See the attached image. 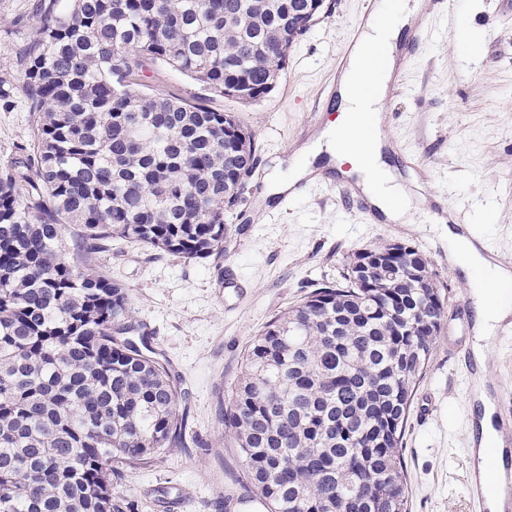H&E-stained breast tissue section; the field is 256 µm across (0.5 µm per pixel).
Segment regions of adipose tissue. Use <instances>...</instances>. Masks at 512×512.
Listing matches in <instances>:
<instances>
[{"instance_id": "1", "label": "adipose tissue", "mask_w": 512, "mask_h": 512, "mask_svg": "<svg viewBox=\"0 0 512 512\" xmlns=\"http://www.w3.org/2000/svg\"><path fill=\"white\" fill-rule=\"evenodd\" d=\"M416 18V11L401 9L393 13L376 11L369 16L362 39L341 76L339 119L336 125L322 130L313 144L306 148L307 161L297 171L301 177L312 174V160L322 155L329 156L339 165L368 157L369 168L357 171L358 183L372 204L388 220L399 224L408 221L406 191L384 162L381 143L366 141L363 130L368 120L379 119L385 101V90L377 86V77L369 66L370 56L379 44V35L385 30L399 33L401 28ZM368 83L375 84L376 89L372 97L365 99L359 91ZM448 249L452 262L463 272L469 274L482 269L494 281H512L511 271L492 265L461 234L449 232Z\"/></svg>"}]
</instances>
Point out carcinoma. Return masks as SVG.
<instances>
[{
	"label": "carcinoma",
	"mask_w": 512,
	"mask_h": 512,
	"mask_svg": "<svg viewBox=\"0 0 512 512\" xmlns=\"http://www.w3.org/2000/svg\"><path fill=\"white\" fill-rule=\"evenodd\" d=\"M300 0H67L47 7L23 70L34 149L0 168V512H114L116 460L178 442L167 366L128 337V291L61 251L115 238L186 259L224 253V213L254 170V134L228 112L136 88L160 61L241 103L271 93L309 26ZM398 275H356L253 336L224 410L268 512H409L401 453L411 399L445 317Z\"/></svg>",
	"instance_id": "cac0c4a2"
}]
</instances>
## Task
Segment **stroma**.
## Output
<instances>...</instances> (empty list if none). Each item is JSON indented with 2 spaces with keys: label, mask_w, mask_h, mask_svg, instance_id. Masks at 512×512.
I'll return each instance as SVG.
<instances>
[{
  "label": "stroma",
  "mask_w": 512,
  "mask_h": 512,
  "mask_svg": "<svg viewBox=\"0 0 512 512\" xmlns=\"http://www.w3.org/2000/svg\"><path fill=\"white\" fill-rule=\"evenodd\" d=\"M48 2L0 0V79L10 91L9 105H0V165L33 147L21 73ZM417 2L428 38L403 63L404 87L381 112L393 141L385 159L397 179L414 181V162L429 173L410 201L409 224L375 223L322 187L295 199L278 191L317 133L312 120H336L327 86L365 17L366 0H333L294 46L275 89L251 104L215 95L160 62L146 63L137 76L148 94L233 113L254 134L257 158L241 201L225 215L222 255L188 261L119 239L107 250L79 254L77 226L64 229L66 259L128 289L133 321L168 362L181 393L182 443L119 464L112 500L121 512H225L230 498L239 502L234 512H267L244 482L235 440L224 428L243 357L272 315L336 281L350 256L382 241L408 243L425 255L446 301L404 437L411 512H469L464 474L476 433L473 407L489 384L512 398V335L488 338L471 328L464 305L470 281L453 265L447 232L421 198L437 192L474 230L512 253V0H461L469 18L466 46L449 35L431 0ZM468 354L478 355L483 378L467 373Z\"/></svg>",
  "instance_id": "35a3bbf8"
}]
</instances>
